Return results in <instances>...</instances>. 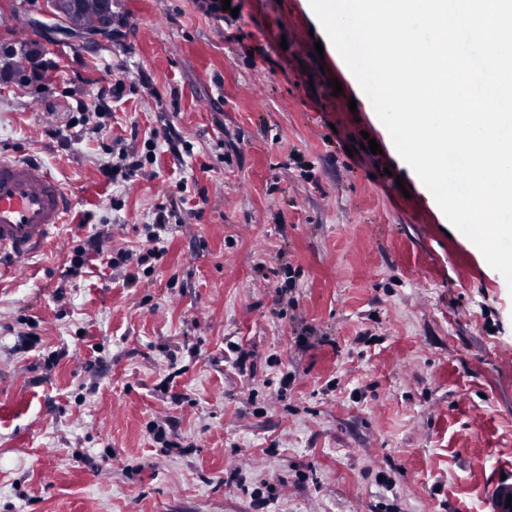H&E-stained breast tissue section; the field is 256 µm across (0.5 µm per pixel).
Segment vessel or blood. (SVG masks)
I'll use <instances>...</instances> for the list:
<instances>
[{
    "label": "vessel or blood",
    "instance_id": "obj_1",
    "mask_svg": "<svg viewBox=\"0 0 512 512\" xmlns=\"http://www.w3.org/2000/svg\"><path fill=\"white\" fill-rule=\"evenodd\" d=\"M74 204L48 170L0 155V252L30 258Z\"/></svg>",
    "mask_w": 512,
    "mask_h": 512
}]
</instances>
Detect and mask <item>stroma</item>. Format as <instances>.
<instances>
[{
	"label": "stroma",
	"instance_id": "1",
	"mask_svg": "<svg viewBox=\"0 0 512 512\" xmlns=\"http://www.w3.org/2000/svg\"><path fill=\"white\" fill-rule=\"evenodd\" d=\"M235 2L112 0L115 35L49 41L29 25L43 0H0V52L54 63L0 77V154L75 199L32 258L0 259V512H492L512 483V288L401 159L309 0ZM141 69L154 92L125 81L104 135L43 136ZM169 128L185 148L147 160ZM122 152L145 162L127 190L99 172ZM170 201L183 221L138 283L103 256L67 275L104 226L149 249ZM162 417L168 448L148 431ZM152 213V222L146 225L145 230L147 231L146 238L153 243H161L163 240L162 234L166 233L168 229L167 224H171L170 219L176 218L175 223L178 219L176 216V210L174 203H170L169 207L160 203L154 206Z\"/></svg>",
	"mask_w": 512,
	"mask_h": 512
}]
</instances>
